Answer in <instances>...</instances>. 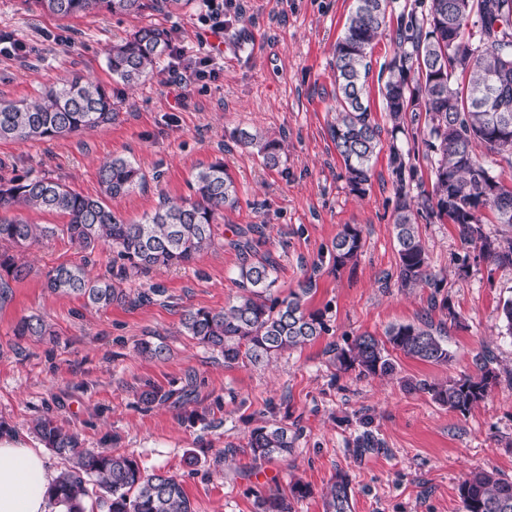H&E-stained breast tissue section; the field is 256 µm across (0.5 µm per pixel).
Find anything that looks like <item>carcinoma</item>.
Masks as SVG:
<instances>
[{
  "instance_id": "obj_1",
  "label": "carcinoma",
  "mask_w": 512,
  "mask_h": 512,
  "mask_svg": "<svg viewBox=\"0 0 512 512\" xmlns=\"http://www.w3.org/2000/svg\"><path fill=\"white\" fill-rule=\"evenodd\" d=\"M60 18L138 15L146 0H29ZM393 0H353L342 33L333 47L332 69L336 109L329 124L350 192L363 196L370 183L372 160L380 143V127L366 104L372 52L387 26ZM484 25L468 29L471 13ZM166 32L143 26L112 43L107 64L112 76L133 87L154 75L168 49ZM382 72L384 112L392 131L405 129L407 114L425 113L423 143L434 175L432 190L414 195L415 167L392 146L395 204L392 213L398 262L396 281L402 288L436 283L419 232L426 212L452 223L461 242L478 250L496 267L512 266V235L492 237L484 231L481 210H494L498 223L512 229V186L497 180L473 153L476 143L503 158H512V0H417L400 16L397 52ZM117 115L104 86L83 74L64 77L33 99L0 98V140L19 142L66 137L112 124ZM237 140L256 151L270 168L281 164L283 141L240 130ZM101 196H84L56 179L0 164V298L10 282L29 276L22 251L61 232L84 252L100 245L116 255L115 279L153 268L183 266L214 245L213 224L239 205L234 179L217 159L200 169L189 198H165L138 221L117 216L107 200L146 186V177L131 161L115 158L97 170ZM55 214L63 224H32L22 212ZM363 249L362 232L345 224L333 242L334 266L341 268ZM275 263L270 256L246 261L239 268L242 293L224 308L188 309L181 319L185 335L224 357V365L267 364L283 353L317 340L329 331L325 313L306 307L315 282L306 277L298 288L276 295ZM54 293L75 295L97 309L123 305L128 295L110 278L94 277L82 265H58L45 273ZM15 334L53 336L45 320L21 318ZM431 364L451 360L441 332L429 322L391 324L377 336L363 332L345 347L326 351L339 371L360 377L396 373L392 352ZM495 355L482 348L475 357L477 373L441 383L407 381L410 390L425 392L452 411L464 414L483 401L499 372ZM37 439L64 462L48 490L61 512H193L182 483L167 472L144 469L132 454L87 448L78 434L50 416L33 422ZM300 433L278 424H261L247 434L246 447L256 460L271 461L292 453ZM464 512H512V481L493 472L473 471L458 486ZM311 494L297 480L289 493L255 492L256 512H293L292 502ZM324 512H352V489L338 473L323 494Z\"/></svg>"
}]
</instances>
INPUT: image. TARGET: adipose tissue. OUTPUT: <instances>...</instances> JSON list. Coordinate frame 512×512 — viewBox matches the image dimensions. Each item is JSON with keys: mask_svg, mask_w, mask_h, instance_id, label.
<instances>
[{"mask_svg": "<svg viewBox=\"0 0 512 512\" xmlns=\"http://www.w3.org/2000/svg\"><path fill=\"white\" fill-rule=\"evenodd\" d=\"M55 473L46 456L13 433L0 435V512H51Z\"/></svg>", "mask_w": 512, "mask_h": 512, "instance_id": "1", "label": "adipose tissue"}]
</instances>
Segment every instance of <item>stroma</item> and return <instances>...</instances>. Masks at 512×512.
Listing matches in <instances>:
<instances>
[{"instance_id":"obj_1","label":"stroma","mask_w":512,"mask_h":512,"mask_svg":"<svg viewBox=\"0 0 512 512\" xmlns=\"http://www.w3.org/2000/svg\"><path fill=\"white\" fill-rule=\"evenodd\" d=\"M352 0H249L244 13L224 9L223 65L216 77L188 81L182 96L158 70L130 88L106 66L112 43L144 25L169 33L190 55H203L215 38L203 0L180 10L149 7L137 16L62 19L23 0H0V33L29 47L26 62L0 56V97H34L44 86L79 72L99 80L117 102L112 125L65 138L0 141V160L46 173L76 192L100 194L101 163L124 158L147 177L145 189L113 199L126 220L153 212L162 198H186L195 173L223 159L240 198L213 226L214 248L180 268L155 269L124 281L130 300L108 309L51 293L43 274L83 257L58 234L25 252L32 274L0 300V420L30 436L34 419L51 414L85 447L135 455L147 470L181 481L195 512H255L253 490L287 491L293 480L310 485L294 512H323L332 477L349 475L353 512H463L458 485L474 470L512 478V335L499 303L512 297V267L469 257L454 225L420 219L419 229L440 288L407 290L393 274L397 252L392 211V146H406L415 124L395 134L377 80L368 104L381 128L365 196L350 193L343 162L329 135L333 45ZM286 139L287 159L265 167L251 149L230 138L234 128ZM412 142V141H411ZM355 224L365 242L356 263L334 268L329 250L343 225ZM259 240L276 263L280 292L314 275L307 307L326 313L329 331L266 366H225L221 355L181 330L188 309H221L240 292L242 238ZM448 298L450 310L431 308ZM47 320L54 341L15 336L27 316ZM432 322L452 359L430 364L395 353L393 378L339 373L329 344L393 323ZM150 341L166 345L163 359L141 356ZM503 372L487 398L461 414L409 392L405 381L439 383L476 371L481 347ZM169 398L143 406L146 386ZM197 411L198 420L187 419ZM299 431L285 459L253 460L247 432L261 421ZM371 430L379 448L361 454L355 437ZM197 464H187L188 455Z\"/></svg>"}]
</instances>
